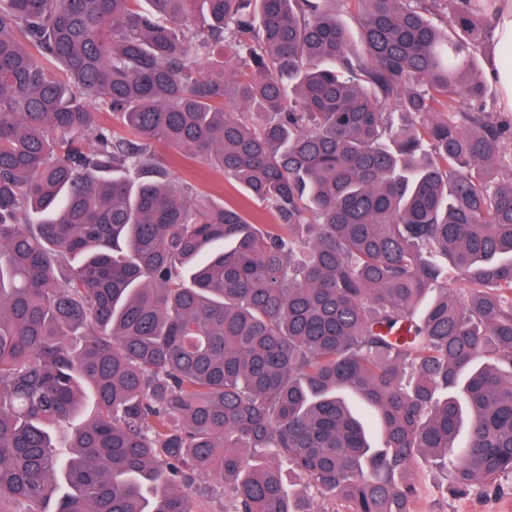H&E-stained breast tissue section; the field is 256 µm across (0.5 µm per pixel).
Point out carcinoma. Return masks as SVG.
<instances>
[{
	"mask_svg": "<svg viewBox=\"0 0 512 512\" xmlns=\"http://www.w3.org/2000/svg\"><path fill=\"white\" fill-rule=\"evenodd\" d=\"M487 6L0 0V512H314L285 465L331 512H414L422 466L453 495L512 473ZM226 42L231 82L194 64ZM156 142L277 223L174 183Z\"/></svg>",
	"mask_w": 512,
	"mask_h": 512,
	"instance_id": "1",
	"label": "carcinoma"
}]
</instances>
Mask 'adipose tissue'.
Wrapping results in <instances>:
<instances>
[{
    "instance_id": "1",
    "label": "adipose tissue",
    "mask_w": 512,
    "mask_h": 512,
    "mask_svg": "<svg viewBox=\"0 0 512 512\" xmlns=\"http://www.w3.org/2000/svg\"><path fill=\"white\" fill-rule=\"evenodd\" d=\"M489 18L488 68L498 82L502 107L512 112V61L504 59L505 52H512V0H496Z\"/></svg>"
}]
</instances>
